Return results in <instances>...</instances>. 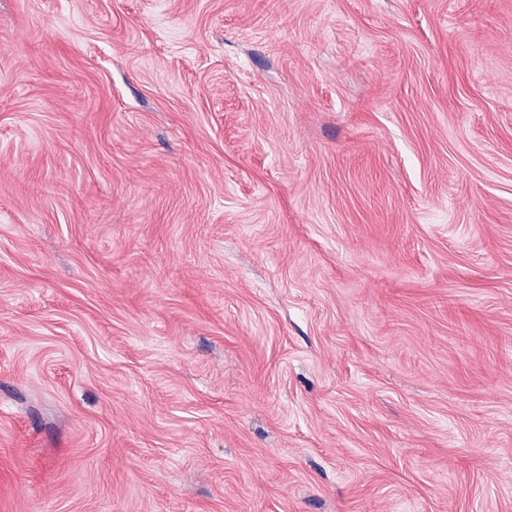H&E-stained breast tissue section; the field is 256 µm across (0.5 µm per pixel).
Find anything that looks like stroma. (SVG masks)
<instances>
[{"mask_svg":"<svg viewBox=\"0 0 512 512\" xmlns=\"http://www.w3.org/2000/svg\"><path fill=\"white\" fill-rule=\"evenodd\" d=\"M0 512H512V0H0Z\"/></svg>","mask_w":512,"mask_h":512,"instance_id":"obj_1","label":"stroma"}]
</instances>
